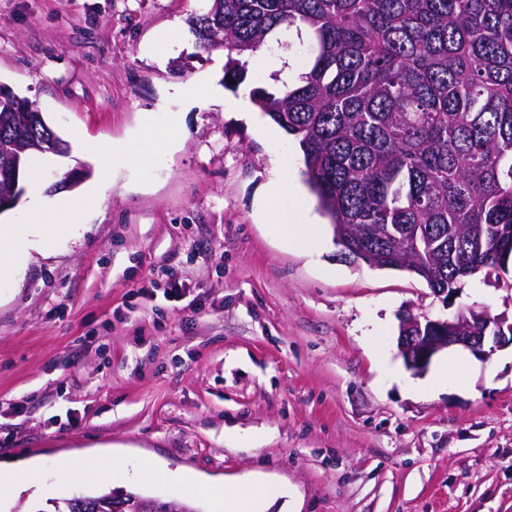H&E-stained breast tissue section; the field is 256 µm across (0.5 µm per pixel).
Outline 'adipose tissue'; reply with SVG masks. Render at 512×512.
I'll return each mask as SVG.
<instances>
[{
	"mask_svg": "<svg viewBox=\"0 0 512 512\" xmlns=\"http://www.w3.org/2000/svg\"><path fill=\"white\" fill-rule=\"evenodd\" d=\"M171 146L155 113H143L141 133L131 146L116 145L98 152L95 193H102L111 184L117 168L131 161L149 159ZM29 164L33 170L30 205L40 220L34 224L0 225V288L4 290L11 289L14 270L26 263L32 253H46L55 240L76 233L89 203L88 198L63 192L58 193L55 203H48L39 177L43 161L35 156L30 158ZM265 195L278 202L279 232L289 243L301 248L317 236L318 229L310 217L311 207L306 198L293 190L289 174L271 181ZM180 482L187 491H204L211 501L212 512H260L258 501L238 495L223 485L202 487L189 476L181 477Z\"/></svg>",
	"mask_w": 512,
	"mask_h": 512,
	"instance_id": "1",
	"label": "adipose tissue"
}]
</instances>
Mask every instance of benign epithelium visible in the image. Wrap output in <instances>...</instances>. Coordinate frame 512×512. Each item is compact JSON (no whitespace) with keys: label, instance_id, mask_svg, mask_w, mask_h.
<instances>
[{"label":"benign epithelium","instance_id":"7a95c632","mask_svg":"<svg viewBox=\"0 0 512 512\" xmlns=\"http://www.w3.org/2000/svg\"><path fill=\"white\" fill-rule=\"evenodd\" d=\"M20 158L15 156L0 166V178L6 188L0 190V213L16 206ZM512 346V318L502 313L491 316L471 310L452 318L426 319L421 322L413 314L401 321L398 346L406 366L416 372L424 371L433 357L444 349L462 347L477 359L485 360L497 349Z\"/></svg>","mask_w":512,"mask_h":512}]
</instances>
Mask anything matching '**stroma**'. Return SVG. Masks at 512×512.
<instances>
[{"mask_svg": "<svg viewBox=\"0 0 512 512\" xmlns=\"http://www.w3.org/2000/svg\"><path fill=\"white\" fill-rule=\"evenodd\" d=\"M205 8L0 0V89L70 145L45 184L75 173L85 193L96 150L134 137L143 110L182 115L173 151L116 171L78 236L32 254L0 295V463L63 461L0 493V512L101 490L182 501L180 474L265 497V512H512V348H449L416 374L397 346L409 311L511 312L512 274L466 280L447 307L415 275L340 261L329 224L305 251L281 239L263 189L283 156L303 185L302 153L259 110L224 104L277 92L276 60L304 71L312 46L289 36L226 89L225 52H201L188 24ZM175 83L195 95L171 98ZM147 462L173 480H141Z\"/></svg>", "mask_w": 512, "mask_h": 512, "instance_id": "35a3bbf8", "label": "stroma"}]
</instances>
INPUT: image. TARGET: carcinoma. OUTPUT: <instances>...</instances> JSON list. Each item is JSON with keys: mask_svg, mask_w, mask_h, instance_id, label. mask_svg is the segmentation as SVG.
I'll use <instances>...</instances> for the list:
<instances>
[{"mask_svg": "<svg viewBox=\"0 0 512 512\" xmlns=\"http://www.w3.org/2000/svg\"><path fill=\"white\" fill-rule=\"evenodd\" d=\"M198 46L227 51L224 87L242 59L305 34L306 71L253 103L298 141L306 183L340 252L406 271L432 290L512 255V0H209L189 21ZM0 98V161L15 152L16 113ZM37 148L61 138L36 116ZM137 509L144 495L111 492ZM103 494L71 499L94 512Z\"/></svg>", "mask_w": 512, "mask_h": 512, "instance_id": "1", "label": "carcinoma"}]
</instances>
